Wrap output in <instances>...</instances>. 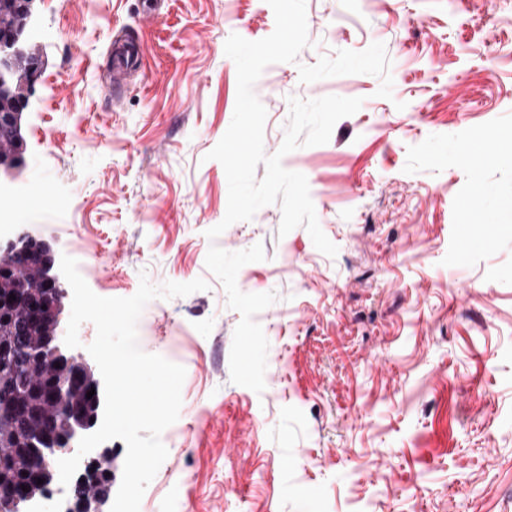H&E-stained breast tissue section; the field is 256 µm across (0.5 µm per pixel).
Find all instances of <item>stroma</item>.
<instances>
[{"mask_svg":"<svg viewBox=\"0 0 512 512\" xmlns=\"http://www.w3.org/2000/svg\"><path fill=\"white\" fill-rule=\"evenodd\" d=\"M309 46L266 67V154L289 100L359 97L303 173L319 224L279 236V205L206 232L228 183L208 154L234 112L231 34L275 27L266 0H36L42 73L20 164L0 192L36 195L14 223L76 257L90 289L152 300L140 348L182 365L170 452L140 512H512V0H306ZM481 138L491 154L461 151ZM471 225H464V218ZM474 240L458 247L459 228ZM262 244L245 293L269 341L263 393L230 380L240 315L207 270L210 245Z\"/></svg>","mask_w":512,"mask_h":512,"instance_id":"obj_1","label":"stroma"}]
</instances>
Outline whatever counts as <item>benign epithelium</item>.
<instances>
[{
	"instance_id": "benign-epithelium-1",
	"label": "benign epithelium",
	"mask_w": 512,
	"mask_h": 512,
	"mask_svg": "<svg viewBox=\"0 0 512 512\" xmlns=\"http://www.w3.org/2000/svg\"><path fill=\"white\" fill-rule=\"evenodd\" d=\"M33 5L34 0H6L0 4V16L5 18L0 24V101L12 108L10 112L0 111V170L5 173L10 171L14 151L12 134L28 106L32 87L41 75L40 59L24 41L33 17ZM54 265L52 253L32 246L26 233H19L16 241L0 255V281H18L20 273L32 271L40 291L18 286L12 291L15 299H10L12 294L0 297V310H25L30 320L44 322L53 329L49 341L24 349V358L30 362L47 360L60 364L53 368V375L45 385L50 405L55 409L62 408L68 405L74 392L79 390L86 394L93 389L95 394L90 402L96 406L100 402V386L91 365L81 355L66 349L62 336L55 333L63 306L58 279L51 274ZM92 425L88 412L72 410L68 414L65 447L60 448L56 445L55 417L49 413L41 415L39 428L25 438L26 447L38 459L41 474L54 477L59 457L73 451L79 435ZM106 463V467H100L84 481L76 482L70 490L74 503L80 505L83 512L98 509V498L88 487L112 478L111 460Z\"/></svg>"
}]
</instances>
